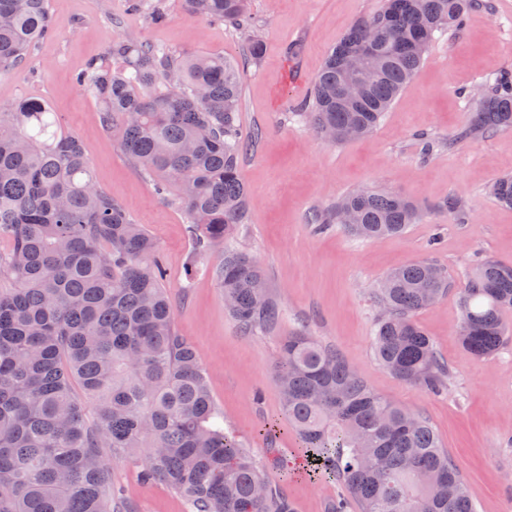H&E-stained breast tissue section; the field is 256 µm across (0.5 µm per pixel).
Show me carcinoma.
I'll list each match as a JSON object with an SVG mask.
<instances>
[{
    "instance_id": "cac0c4a2",
    "label": "carcinoma",
    "mask_w": 512,
    "mask_h": 512,
    "mask_svg": "<svg viewBox=\"0 0 512 512\" xmlns=\"http://www.w3.org/2000/svg\"><path fill=\"white\" fill-rule=\"evenodd\" d=\"M154 25L161 0H133ZM477 0H386L356 21L327 54L308 103L295 109L337 142L369 134L423 62L435 33L458 29ZM207 20L251 32L249 0H184ZM50 27L47 0H0V73L27 59ZM374 43L378 70L354 106L336 104L347 49ZM114 71L91 62L79 81L99 102L98 126L134 164L176 187L200 253L245 223L250 199L240 174L242 68L221 55L185 56L135 38L112 42ZM40 99L0 108V512H112L101 449L140 463L147 482L182 496L192 512H295L266 484L249 452L224 431L191 342L175 326L157 245L125 207L94 183L80 139L62 134ZM512 128V73L486 82L479 109L448 147L480 132ZM512 207V176L495 180ZM363 239L403 233L417 208L400 195L359 189L312 224H339ZM240 330L272 332L282 311L257 261L224 248L213 271ZM434 262L394 269L381 281L373 336L379 364L397 379L439 391L448 367L415 314L448 291ZM460 342L473 356L496 355L509 329L512 265L485 261L458 292ZM282 408L314 473H333L363 512H474L468 486L430 423L378 396L332 348L298 333L276 366ZM78 381L83 397L72 390ZM94 410L88 420L85 403Z\"/></svg>"
}]
</instances>
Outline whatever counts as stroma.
I'll list each match as a JSON object with an SVG mask.
<instances>
[{
	"instance_id": "35a3bbf8",
	"label": "stroma",
	"mask_w": 512,
	"mask_h": 512,
	"mask_svg": "<svg viewBox=\"0 0 512 512\" xmlns=\"http://www.w3.org/2000/svg\"><path fill=\"white\" fill-rule=\"evenodd\" d=\"M164 3L169 18L154 25L130 11L128 0H48L51 30L23 65L0 74V107L43 100L59 128L82 140L97 186L155 239L176 327L197 351L225 431L242 441L266 480L285 490L296 512H326L344 492L335 478L306 474L303 444L281 411L275 364L282 341L299 332L333 348L378 395L431 423L476 512H512V341L491 359L472 356L458 339L457 295L482 260L512 265V208L490 192L497 177L512 174V130L443 145L476 110L473 89L512 72V0H491V8L473 9L461 29L437 35L410 87L373 132L341 144L321 139L294 111L309 100L328 52L385 0H250L263 53L244 69L239 128L258 140L241 158L250 209L231 244L260 263L282 309L274 332L255 335L241 332L227 314L212 276L223 248L196 255L182 209L159 195L156 178L100 129L97 102L76 81L89 62L108 61L120 36L244 59V34L188 14L182 0ZM427 138L440 143L428 156ZM362 188H385L416 203L420 223L378 240L311 223L313 213ZM451 196L460 200L463 220L442 210ZM420 260L439 264L452 284L415 316L451 373L440 392L400 381L372 349L379 282ZM278 457L290 461V476L276 467ZM109 476L122 512H192L168 486L144 483L134 460L110 459Z\"/></svg>"
}]
</instances>
